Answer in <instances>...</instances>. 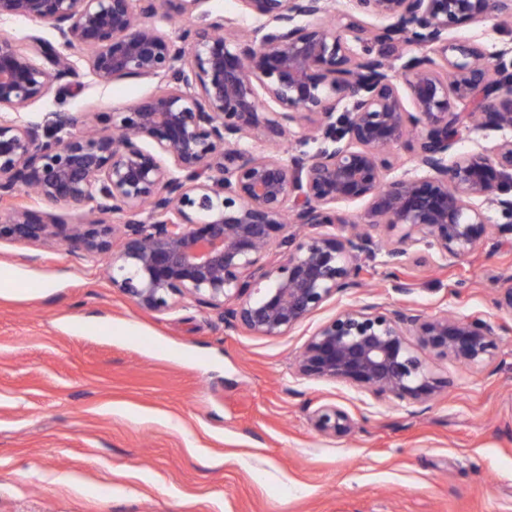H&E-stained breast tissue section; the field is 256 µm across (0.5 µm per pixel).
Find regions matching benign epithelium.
<instances>
[{
    "instance_id": "1",
    "label": "benign epithelium",
    "mask_w": 512,
    "mask_h": 512,
    "mask_svg": "<svg viewBox=\"0 0 512 512\" xmlns=\"http://www.w3.org/2000/svg\"><path fill=\"white\" fill-rule=\"evenodd\" d=\"M201 2L0 0V18L57 33L54 44L0 38V204L25 187L48 207L88 208L64 224L14 206L0 243L105 259L112 288L142 310L192 299L223 309L228 328L277 337L362 284L375 229L387 233L385 277L398 293L412 291L403 265L415 244L461 261L492 235L512 240V46L492 56L448 37L492 17L512 24V0H349L338 21L331 0H239L254 21L246 34L235 17L177 37L158 26ZM366 17L389 24L372 31ZM73 50L102 85L157 79L165 89L112 110L105 132L97 113L21 119L52 90L76 93ZM303 123L313 149L273 150ZM473 126L504 136L490 152H457ZM401 143L416 166L392 176ZM356 201L366 202L359 224L336 230L339 206ZM496 348L479 312L345 305L314 331L294 373L425 403L448 381L421 352L478 366ZM310 423L324 437L353 427L335 404Z\"/></svg>"
}]
</instances>
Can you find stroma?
Here are the masks:
<instances>
[{
    "label": "stroma",
    "mask_w": 512,
    "mask_h": 512,
    "mask_svg": "<svg viewBox=\"0 0 512 512\" xmlns=\"http://www.w3.org/2000/svg\"><path fill=\"white\" fill-rule=\"evenodd\" d=\"M202 0L165 32L239 14ZM81 87L63 107L109 112L157 93L155 79L99 85L80 53ZM54 94L27 117L58 110ZM411 293L385 288L384 254L364 287L330 299L288 334L224 326L195 302L141 310L102 265L62 247L0 243V512H512V248L488 242L463 261L418 265ZM427 316L483 312L498 348L467 367L426 354L451 385L426 403L297 379L312 333L344 305ZM356 421L351 435L311 427L322 404Z\"/></svg>",
    "instance_id": "obj_1"
}]
</instances>
